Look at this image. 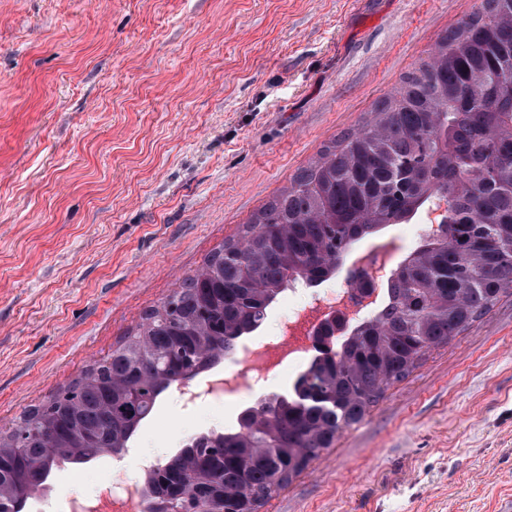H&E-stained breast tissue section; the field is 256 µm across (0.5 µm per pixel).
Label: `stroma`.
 Segmentation results:
<instances>
[{
    "instance_id": "obj_1",
    "label": "stroma",
    "mask_w": 512,
    "mask_h": 512,
    "mask_svg": "<svg viewBox=\"0 0 512 512\" xmlns=\"http://www.w3.org/2000/svg\"><path fill=\"white\" fill-rule=\"evenodd\" d=\"M481 0H0V431L161 303ZM299 368L216 406L177 389L122 455L61 467L65 512L236 427ZM512 296L432 349L261 512H501Z\"/></svg>"
}]
</instances>
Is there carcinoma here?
<instances>
[{
	"instance_id": "cac0c4a2",
	"label": "carcinoma",
	"mask_w": 512,
	"mask_h": 512,
	"mask_svg": "<svg viewBox=\"0 0 512 512\" xmlns=\"http://www.w3.org/2000/svg\"><path fill=\"white\" fill-rule=\"evenodd\" d=\"M512 0L481 8L65 392L0 432V512L61 465L121 453L159 397L254 332L287 286L445 203L439 239L393 274L394 310L322 331L292 390L191 437L143 478L149 512H259L434 348L512 295Z\"/></svg>"
}]
</instances>
